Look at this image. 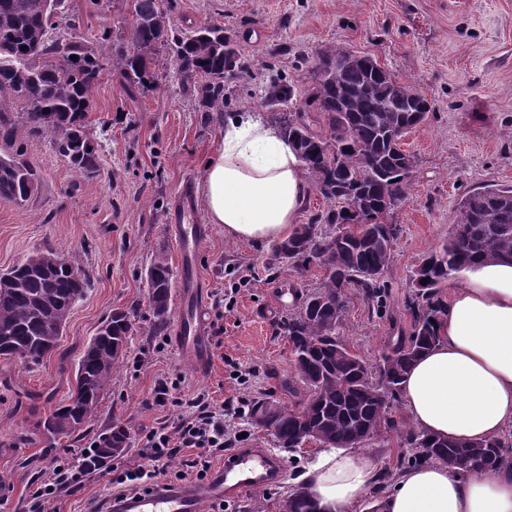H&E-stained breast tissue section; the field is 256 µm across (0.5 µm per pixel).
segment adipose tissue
<instances>
[{"mask_svg":"<svg viewBox=\"0 0 512 512\" xmlns=\"http://www.w3.org/2000/svg\"><path fill=\"white\" fill-rule=\"evenodd\" d=\"M200 195L209 223L231 240L288 237L308 197L292 145L254 112L223 117L204 165ZM440 340L413 363L401 390L413 423L432 436L468 442L512 432V262L465 268L448 299ZM378 479L374 461L353 448L324 446L303 484L317 512H353ZM384 512H512V468L459 475L442 462L404 471L383 498Z\"/></svg>","mask_w":512,"mask_h":512,"instance_id":"adipose-tissue-1","label":"adipose tissue"}]
</instances>
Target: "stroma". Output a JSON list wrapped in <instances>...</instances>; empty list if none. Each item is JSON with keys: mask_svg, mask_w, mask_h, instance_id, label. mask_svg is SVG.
I'll return each mask as SVG.
<instances>
[{"mask_svg": "<svg viewBox=\"0 0 512 512\" xmlns=\"http://www.w3.org/2000/svg\"><path fill=\"white\" fill-rule=\"evenodd\" d=\"M60 44L78 42L101 58L129 46L132 0H65ZM176 32L219 26L242 34L249 72L228 81L225 111H262L258 87L281 75L298 89L310 87L319 51L343 45L372 56L397 80L425 95L432 109L404 147L414 159L407 199L391 213L401 227L393 261L384 274L387 308L375 314L352 297L338 329L344 342L377 364L392 337L409 333L413 318L405 301L424 256L448 238L459 200L486 185L512 186V0H163ZM158 86L129 99L119 74L102 72L84 123L101 144L96 176L71 169L45 134L21 144L37 172L32 197L0 200V271L51 250L77 255L89 276L73 305L56 349L39 363L0 356V512H18L30 483L67 449L89 448L117 422L133 426L129 455L146 434L176 419L175 406L152 405L158 379H176L189 396L206 391L216 400L248 407L259 394L291 403L286 385L295 380L291 345L279 333L281 317L300 294L318 287L323 273L268 274L267 242H238L213 224L198 252L204 282L201 307L210 367L199 373L176 340L178 309H171L163 336L147 335L150 323L145 269L165 252L178 264L168 217L183 183L201 184L204 162L215 150L221 121L200 112L184 94L168 52L158 57ZM133 311L129 352L110 389L84 427L54 435L45 421L67 403L76 387L75 366L105 317ZM393 415L399 429L381 431L363 445L378 468L395 467L405 450L402 429L411 423L403 404ZM245 442L282 459L286 474L266 487V512H279L295 488L313 449L294 453L254 428Z\"/></svg>", "mask_w": 512, "mask_h": 512, "instance_id": "35a3bbf8", "label": "stroma"}]
</instances>
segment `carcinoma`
<instances>
[{
    "label": "carcinoma",
    "mask_w": 512,
    "mask_h": 512,
    "mask_svg": "<svg viewBox=\"0 0 512 512\" xmlns=\"http://www.w3.org/2000/svg\"><path fill=\"white\" fill-rule=\"evenodd\" d=\"M131 48L112 56V68L124 78L129 95L157 84L155 59L162 46L174 58L181 87L206 112L224 111L226 81L250 67L237 36L217 27H201L195 36L174 34L161 0H133ZM50 0H0V141L51 133L54 145L81 176L98 172L99 149L84 123L85 112L102 63L81 43L65 46L52 40L57 29ZM76 59H70V56ZM313 86L304 98L325 121L327 133L311 131L309 122L285 112L297 99L295 85L269 77L261 87L263 104L296 151L315 192L327 208L276 242L265 268L323 272L319 287L301 297L279 324L295 358L296 373L306 387L290 406L263 394L250 402L249 418L269 422L279 447L290 450L307 440L354 447L363 434L398 427L392 406L400 399L402 380L416 358L439 342L437 323L446 300L442 285L479 261L512 259V188L479 187L461 198L448 241L428 254L414 272L407 301L413 317L409 336L399 337L376 369L336 336L351 295L383 313L389 296L383 274L390 265L401 228L387 221L409 195L411 175L402 168L397 141L422 124L431 104L422 94L395 79L369 55L343 46L320 51L312 71ZM27 106L26 116L12 105ZM38 175L22 153L0 155V199L25 202L37 191ZM354 200L359 211L347 210ZM33 258L0 274V355L37 362L57 347L70 309L87 287L72 281L83 270L65 257L52 272L38 274ZM173 271L163 252L146 270L150 329L165 330ZM132 335L131 316L114 310L83 351L76 369L75 395L45 423L54 433L62 421L77 426L97 409L112 375L124 363ZM130 428L115 423L92 444V456L117 457L129 449ZM407 452L399 466L430 462L449 464L460 474L476 468L512 466V436L463 444L433 438L417 429L404 432ZM282 512H315L303 487L279 504Z\"/></svg>",
    "instance_id": "1"
}]
</instances>
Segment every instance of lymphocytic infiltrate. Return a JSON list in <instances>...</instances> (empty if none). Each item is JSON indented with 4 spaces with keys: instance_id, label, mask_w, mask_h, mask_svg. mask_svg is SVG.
<instances>
[{
    "instance_id": "lymphocytic-infiltrate-1",
    "label": "lymphocytic infiltrate",
    "mask_w": 512,
    "mask_h": 512,
    "mask_svg": "<svg viewBox=\"0 0 512 512\" xmlns=\"http://www.w3.org/2000/svg\"><path fill=\"white\" fill-rule=\"evenodd\" d=\"M185 410L171 424L145 436L140 460L126 463L113 482L119 496L137 494L156 486L159 478L204 481L217 455L235 447L237 433L224 423V404L201 391L185 400ZM79 453L69 450L54 457L38 483L20 502L21 512H50L89 481L92 471L79 465Z\"/></svg>"
}]
</instances>
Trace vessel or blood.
<instances>
[{"label":"vessel or blood","mask_w":512,"mask_h":512,"mask_svg":"<svg viewBox=\"0 0 512 512\" xmlns=\"http://www.w3.org/2000/svg\"><path fill=\"white\" fill-rule=\"evenodd\" d=\"M195 212L193 186L187 182L169 214L179 247L184 286L176 340L193 366L203 371L208 367L210 352L198 306L202 280L196 258L205 227L197 223ZM284 474L283 463L266 449L241 448L235 454L225 455L223 467L203 483L156 487L148 493L112 501L107 512H203L207 502L241 497L252 488L281 480Z\"/></svg>","instance_id":"vessel-or-blood-1"}]
</instances>
